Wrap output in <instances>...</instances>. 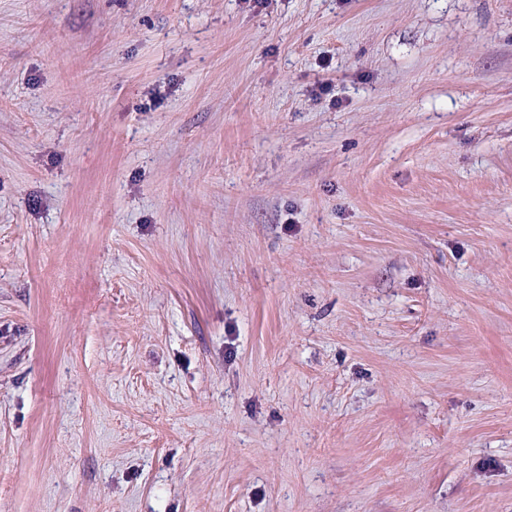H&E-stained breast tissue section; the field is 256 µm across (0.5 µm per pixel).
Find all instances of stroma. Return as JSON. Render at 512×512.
Returning a JSON list of instances; mask_svg holds the SVG:
<instances>
[{"label":"stroma","mask_w":512,"mask_h":512,"mask_svg":"<svg viewBox=\"0 0 512 512\" xmlns=\"http://www.w3.org/2000/svg\"><path fill=\"white\" fill-rule=\"evenodd\" d=\"M0 512H512V0H0Z\"/></svg>","instance_id":"35a3bbf8"}]
</instances>
